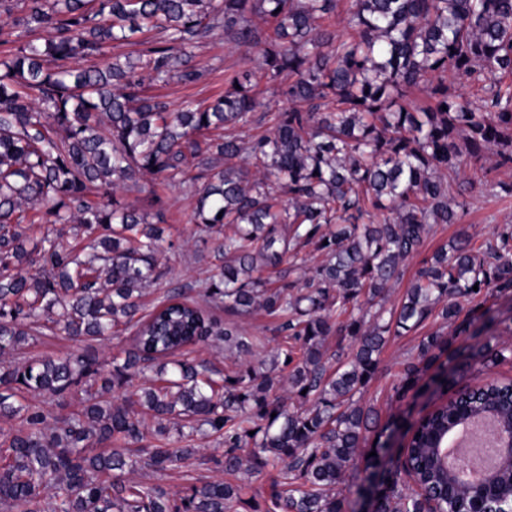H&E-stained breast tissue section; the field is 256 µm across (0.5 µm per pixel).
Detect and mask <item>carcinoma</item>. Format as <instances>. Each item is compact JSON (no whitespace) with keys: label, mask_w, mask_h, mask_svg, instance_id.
Here are the masks:
<instances>
[{"label":"carcinoma","mask_w":512,"mask_h":512,"mask_svg":"<svg viewBox=\"0 0 512 512\" xmlns=\"http://www.w3.org/2000/svg\"><path fill=\"white\" fill-rule=\"evenodd\" d=\"M29 0L27 13L0 26V420L19 424L0 443V512H230L241 488L196 482L175 498L129 479L139 466L163 474L197 456L198 439L223 448L209 461L233 473L279 469L267 502L253 512H357L336 492L347 470L370 473L357 490L368 512H480L483 502L448 493L434 449L466 413L490 412L512 429V379H482L512 361L489 337L458 361L459 336H478L492 319L482 292L512 294V224L479 246L456 234L422 261L400 303L380 304L402 263L420 254L434 224H454L462 172L512 168V0ZM342 22L347 34L336 33ZM45 32L39 38L28 34ZM156 32L150 41L137 35ZM223 32L242 66L224 75V95L205 107L173 110L144 96L135 66L81 60L108 44L142 46L153 82L195 83L192 49ZM466 78L481 104L448 92ZM284 105L272 130L250 142L234 132L268 112L260 80ZM430 104L411 105L416 90ZM202 172L187 177L188 158ZM190 184L195 222L219 234V265L199 300L166 291L147 314L140 299L166 272L171 247L150 213L116 200L118 188ZM151 202L161 197L147 190ZM40 205L55 228L34 241L23 206ZM324 255L307 271L300 251ZM288 274L267 277L284 264ZM478 290H473V286ZM280 319L285 345L271 367L226 372L188 356L210 340L238 357L262 343L213 308ZM437 315L454 326L417 345L394 387L397 397L431 380L443 388L473 372L412 431L395 469L379 474L382 438L394 422L360 398L375 377L386 336L416 330ZM134 331L130 348L98 359L69 353L40 359L25 346L48 336L85 343ZM349 339L334 372L324 342ZM446 361H441L442 356ZM288 371V376L280 375ZM141 377L147 385H134ZM288 385V408L274 389ZM80 397L81 409L51 424L45 405ZM148 414L154 428L143 424ZM121 443L109 452L94 446ZM376 452L371 456L365 449ZM489 495L512 502V468Z\"/></svg>","instance_id":"cac0c4a2"}]
</instances>
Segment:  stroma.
<instances>
[{
    "mask_svg": "<svg viewBox=\"0 0 512 512\" xmlns=\"http://www.w3.org/2000/svg\"><path fill=\"white\" fill-rule=\"evenodd\" d=\"M193 65L205 70L206 75L196 84H183L170 81L166 84L146 82L147 95H159L172 105H180L191 100L200 105H207L224 93V74L236 70L240 66V58L232 43L223 34H216L202 47L194 52ZM473 182L463 197L465 209L459 223L436 224L427 232L421 254L406 261L402 279L392 284L386 292L387 305H396L409 288L422 258L431 256L441 244L455 236L459 231H466L474 243H481L489 238L494 228L500 224L512 223V197L495 198L488 196L482 181V171L471 172ZM162 208L165 214V236L171 241L172 247L162 255L161 261L168 270L167 279L171 286L184 290L199 288L213 272L217 260L213 252V241L203 227L193 220L195 202L187 198L184 187L172 186L161 189ZM223 323H239L247 335L259 336L263 339L262 346L256 348L250 358L252 365L269 362L276 348L282 343L283 337L278 332L275 319L258 312L243 319L235 315L220 312ZM441 318H432L416 331L389 337L380 355V369L376 377L364 391L363 399L375 406L381 420L404 419L417 420L429 411L441 399L440 393L426 391L419 394L411 393L404 399H396L393 391L404 362L416 353L417 345L422 336L442 329ZM131 344L130 334L117 338L98 341L92 344L75 343L67 339L45 338L29 345V357L38 358L59 353L75 356L95 352L98 358L105 359L120 353ZM141 477L147 482H159L170 493L179 495L195 481H228L242 488L240 504L234 506L232 512H251L250 505L255 501L267 499L271 485L278 478L275 469H267L261 475L253 476L239 471L233 474L215 468L213 464H202L191 461L169 475L158 478L150 471H143Z\"/></svg>",
    "mask_w": 512,
    "mask_h": 512,
    "instance_id": "1",
    "label": "stroma"
}]
</instances>
